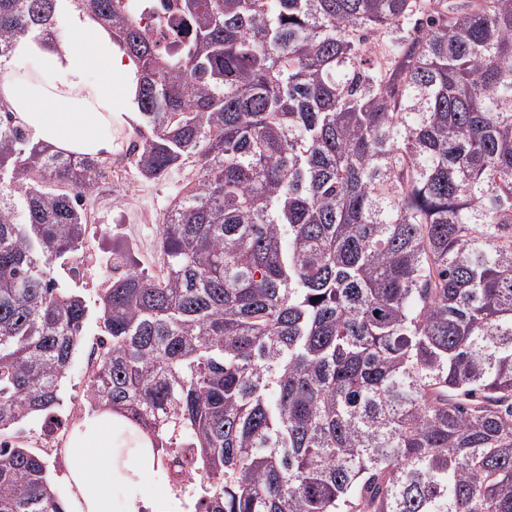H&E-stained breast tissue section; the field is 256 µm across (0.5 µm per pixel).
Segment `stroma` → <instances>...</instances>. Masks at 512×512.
<instances>
[{
    "mask_svg": "<svg viewBox=\"0 0 512 512\" xmlns=\"http://www.w3.org/2000/svg\"><path fill=\"white\" fill-rule=\"evenodd\" d=\"M115 147L102 161L110 179L99 180L84 197L82 208L87 221V240L82 250L55 262L51 275L65 288L80 294L89 309L80 345L62 380V404L56 413L62 424L47 428L43 418L33 417L6 433V440L37 450H48L49 477L58 479L66 467L63 445L71 428L90 405L85 397L88 354L100 336L98 302L104 288L127 271L160 275V226L167 208L180 196L186 184L197 183L199 169L187 166L162 180L140 176L129 156L137 140L135 131H115Z\"/></svg>",
    "mask_w": 512,
    "mask_h": 512,
    "instance_id": "stroma-1",
    "label": "stroma"
}]
</instances>
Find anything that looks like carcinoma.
I'll list each match as a JSON object with an SVG mask.
<instances>
[{"label":"carcinoma","mask_w":512,"mask_h":512,"mask_svg":"<svg viewBox=\"0 0 512 512\" xmlns=\"http://www.w3.org/2000/svg\"><path fill=\"white\" fill-rule=\"evenodd\" d=\"M72 2L139 65L137 171L200 169L99 297L91 407L199 512H512V0H178L171 49ZM59 5L0 0V68ZM99 166L0 104V433L60 405ZM47 456L0 441V512H63Z\"/></svg>","instance_id":"1"}]
</instances>
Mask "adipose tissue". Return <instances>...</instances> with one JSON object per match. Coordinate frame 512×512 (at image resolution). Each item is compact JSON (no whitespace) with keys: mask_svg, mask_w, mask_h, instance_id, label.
Instances as JSON below:
<instances>
[{"mask_svg":"<svg viewBox=\"0 0 512 512\" xmlns=\"http://www.w3.org/2000/svg\"><path fill=\"white\" fill-rule=\"evenodd\" d=\"M12 58L26 68L0 72V103L30 144L99 159L112 151L113 130L138 123L139 66L88 12L67 8L61 35L19 38ZM64 455V512H112L117 484L129 489L121 512H175L159 453L111 410L84 413Z\"/></svg>","mask_w":512,"mask_h":512,"instance_id":"1","label":"adipose tissue"}]
</instances>
